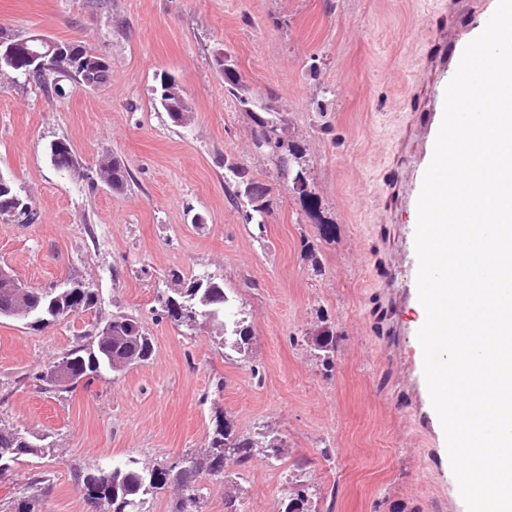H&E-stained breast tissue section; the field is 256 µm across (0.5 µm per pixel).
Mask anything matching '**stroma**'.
<instances>
[{
    "mask_svg": "<svg viewBox=\"0 0 512 512\" xmlns=\"http://www.w3.org/2000/svg\"><path fill=\"white\" fill-rule=\"evenodd\" d=\"M472 23L459 0H0L7 34L75 41L111 67L97 89L0 82V176L37 213L0 222V266L30 288L82 280L98 298L44 329L0 319V420L55 446L15 464L0 500L46 474L44 512H94L77 470L169 464L206 447L225 416L236 433L269 429L285 444L280 460L229 465L237 512H278L295 478L318 512H467L420 385L403 224L451 34ZM221 49L305 146L316 211L255 147L250 113L213 66ZM164 74L192 109L186 125L155 100ZM59 139L89 170L121 157L127 188L56 169ZM230 163L264 187L263 224L231 198ZM174 272L223 281L252 334L245 354L155 315ZM116 311L143 323L148 362L59 397L30 380ZM324 327L327 362L306 343Z\"/></svg>",
    "mask_w": 512,
    "mask_h": 512,
    "instance_id": "35a3bbf8",
    "label": "stroma"
}]
</instances>
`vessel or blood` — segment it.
Wrapping results in <instances>:
<instances>
[{
	"instance_id": "vessel-or-blood-1",
	"label": "vessel or blood",
	"mask_w": 512,
	"mask_h": 512,
	"mask_svg": "<svg viewBox=\"0 0 512 512\" xmlns=\"http://www.w3.org/2000/svg\"><path fill=\"white\" fill-rule=\"evenodd\" d=\"M497 3L498 0H463L464 8L476 15L479 22L467 30L453 33L452 39L457 51H464L465 47L483 31L484 25L495 11ZM442 115V109H435L432 121L420 132L421 148L409 164L405 205L408 221L404 226V234L405 242L408 246L405 255V263L408 271L407 286L411 289L417 286L418 260L414 250L417 201L422 187L424 172L433 156L434 143L441 124Z\"/></svg>"
}]
</instances>
